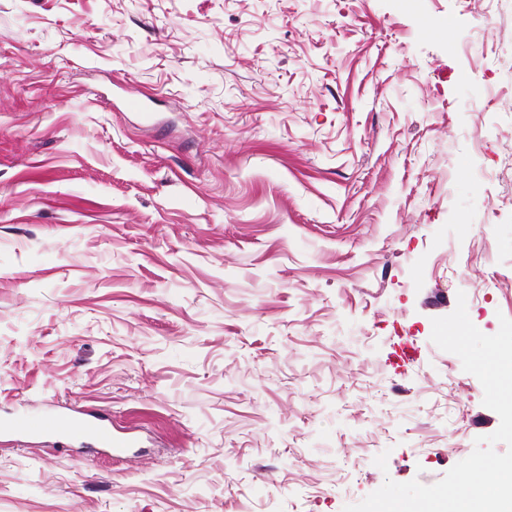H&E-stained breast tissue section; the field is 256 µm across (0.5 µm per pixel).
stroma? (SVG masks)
Returning a JSON list of instances; mask_svg holds the SVG:
<instances>
[{
    "mask_svg": "<svg viewBox=\"0 0 512 512\" xmlns=\"http://www.w3.org/2000/svg\"><path fill=\"white\" fill-rule=\"evenodd\" d=\"M511 94L512 0H0V418L138 439L0 436V512L438 482L500 424L431 332L512 319ZM0 432L16 437L50 435L73 442H92L108 449L113 455H120L127 448L137 446L133 436H115L106 420L92 411L80 412L78 415L61 412L48 419L17 412L9 419L1 420Z\"/></svg>",
    "mask_w": 512,
    "mask_h": 512,
    "instance_id": "obj_1",
    "label": "stroma"
}]
</instances>
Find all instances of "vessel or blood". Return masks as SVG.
<instances>
[{
  "label": "vessel or blood",
  "mask_w": 512,
  "mask_h": 512,
  "mask_svg": "<svg viewBox=\"0 0 512 512\" xmlns=\"http://www.w3.org/2000/svg\"><path fill=\"white\" fill-rule=\"evenodd\" d=\"M0 432L16 437L50 435L73 442H91L119 455L136 447L134 437L115 436L111 427L98 413L85 411L79 414L61 412L48 419H40L18 412L0 422Z\"/></svg>",
  "instance_id": "1"
}]
</instances>
